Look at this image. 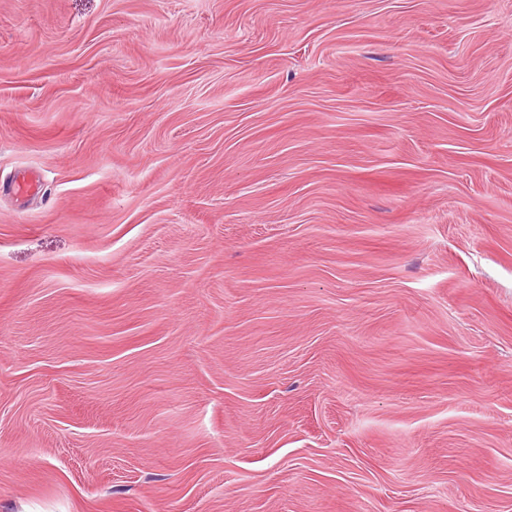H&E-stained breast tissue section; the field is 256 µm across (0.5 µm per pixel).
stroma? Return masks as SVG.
I'll return each mask as SVG.
<instances>
[{"instance_id":"35a3bbf8","label":"stroma","mask_w":512,"mask_h":512,"mask_svg":"<svg viewBox=\"0 0 512 512\" xmlns=\"http://www.w3.org/2000/svg\"><path fill=\"white\" fill-rule=\"evenodd\" d=\"M0 512H512V0H0Z\"/></svg>"}]
</instances>
